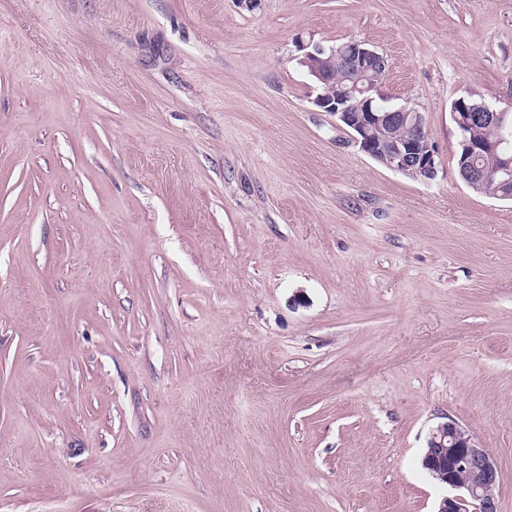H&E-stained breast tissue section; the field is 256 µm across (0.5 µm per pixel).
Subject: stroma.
<instances>
[{"instance_id":"35a3bbf8","label":"stroma","mask_w":512,"mask_h":512,"mask_svg":"<svg viewBox=\"0 0 512 512\" xmlns=\"http://www.w3.org/2000/svg\"><path fill=\"white\" fill-rule=\"evenodd\" d=\"M366 42L436 178L313 104ZM512 0H0V512H435L452 417L512 512ZM473 95L469 104H480L482 98ZM467 96H461L452 102V122L456 128L457 148L460 146L463 150L462 161L460 162V178L466 182V185L473 190L478 188V178L482 168L485 172L484 181L481 184V190L476 193L496 197L500 180L501 200H512V113L509 110H495L487 104L472 107L468 105ZM487 122V123H483ZM493 140H488L496 135ZM475 123H483L476 124ZM474 125V126H473ZM473 126V127H472ZM471 128V129H470ZM470 129V130H469ZM469 130V131H468ZM475 140L468 139L465 133ZM484 141V142H478ZM493 157L499 162L498 170L491 163H484L480 157ZM475 160L473 164V159Z\"/></svg>"}]
</instances>
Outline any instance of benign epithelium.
Wrapping results in <instances>:
<instances>
[{
  "instance_id": "obj_1",
  "label": "benign epithelium",
  "mask_w": 512,
  "mask_h": 512,
  "mask_svg": "<svg viewBox=\"0 0 512 512\" xmlns=\"http://www.w3.org/2000/svg\"><path fill=\"white\" fill-rule=\"evenodd\" d=\"M302 63L309 75L323 88L313 99L315 107L336 119V126L347 130L359 150L396 173L415 181L429 182L437 174L438 152L426 128L424 113L413 107L389 108L381 85L367 81L368 73L388 65L386 57L359 40L343 45H302ZM340 57L347 71L359 76L337 93L328 92L332 72L328 62ZM452 122L457 145L463 150L460 178L475 190L481 170L473 164L476 157H493L499 162L501 192L499 198L512 200V113L495 110L487 104L472 107L466 97L452 102ZM491 122L497 136L484 142L473 141L466 132L476 123ZM404 129L400 138L391 137L395 129ZM423 467L450 490L437 512H498L494 489L499 470L488 449L458 422L450 419L438 424L429 434Z\"/></svg>"
}]
</instances>
